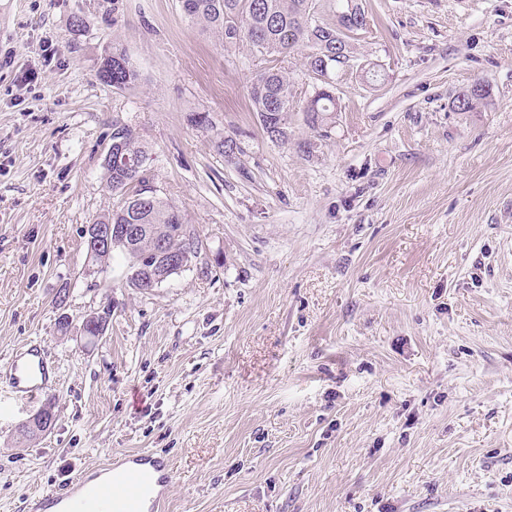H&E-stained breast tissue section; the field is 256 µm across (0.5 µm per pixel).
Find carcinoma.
<instances>
[{"mask_svg":"<svg viewBox=\"0 0 512 512\" xmlns=\"http://www.w3.org/2000/svg\"><path fill=\"white\" fill-rule=\"evenodd\" d=\"M352 3L358 5L362 0H336V24L332 26L315 20L316 0H186L184 12L202 29L221 37L224 44L246 41L262 57L286 55L306 44L311 47L306 56V72L317 76L323 74L321 55L326 51H338L343 57L341 61L327 58V68L333 71L353 61V41L358 32L366 28L367 16L363 11L358 15L351 12ZM102 59L112 60V87L123 89L138 80L137 71L122 51L109 48ZM331 87L330 83L320 82L303 106L307 123L313 129L324 123L328 113L336 111ZM250 95L262 129L270 140L288 142V113L298 106L293 78L277 66L267 67L252 83ZM489 96L488 85L477 82L457 96L453 105L461 112H468ZM111 141L120 143L122 154L131 159L139 160L149 155L148 147L128 125H113ZM103 169L107 188L113 194L127 193V187L132 184L149 185L142 167L125 169L106 162ZM178 218H182L180 211L162 197L149 208L135 213L128 203L112 208L96 218L95 223L128 224L133 219L147 225V231L129 246L98 252L96 263L107 262L114 252L119 251L129 261L128 287L140 291L151 289L137 277V270L152 256L158 241H165L168 249L192 259L198 254L199 240L196 237L184 230L171 233Z\"/></svg>","mask_w":512,"mask_h":512,"instance_id":"1","label":"carcinoma"}]
</instances>
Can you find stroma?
<instances>
[{
	"label": "stroma",
	"mask_w": 512,
	"mask_h": 512,
	"mask_svg": "<svg viewBox=\"0 0 512 512\" xmlns=\"http://www.w3.org/2000/svg\"><path fill=\"white\" fill-rule=\"evenodd\" d=\"M362 3L335 112L281 144L249 98L267 60L179 0H0V512L141 451L176 474L164 512H512V0ZM110 46L134 85L98 80ZM117 122L202 243L146 293L122 255L87 268ZM29 343L57 420L26 441ZM489 96L490 88L488 85L477 82L474 83L465 93L457 96L453 101V105L458 111L468 112L474 109L479 102L486 100ZM55 377V367L36 346L16 354L10 368L9 382L15 396L23 401L38 399Z\"/></svg>",
	"instance_id": "stroma-1"
}]
</instances>
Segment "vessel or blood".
I'll return each mask as SVG.
<instances>
[{"instance_id":"1","label":"vessel or blood","mask_w":512,"mask_h":512,"mask_svg":"<svg viewBox=\"0 0 512 512\" xmlns=\"http://www.w3.org/2000/svg\"><path fill=\"white\" fill-rule=\"evenodd\" d=\"M55 377V367L38 347L16 354L9 382L16 397L38 399ZM94 483L72 482L63 491L38 495L36 512H159L174 482L167 459L147 452L125 455L120 462L95 470Z\"/></svg>"}]
</instances>
